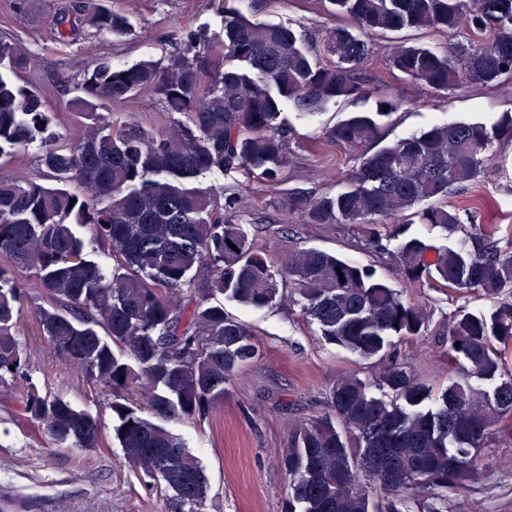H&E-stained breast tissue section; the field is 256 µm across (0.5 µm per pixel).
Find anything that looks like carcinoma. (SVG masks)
Returning a JSON list of instances; mask_svg holds the SVG:
<instances>
[{
	"mask_svg": "<svg viewBox=\"0 0 512 512\" xmlns=\"http://www.w3.org/2000/svg\"><path fill=\"white\" fill-rule=\"evenodd\" d=\"M329 2L336 23L324 39V61L294 29L228 7L222 35L186 34L183 51L164 69L99 60L76 105L120 104L150 92L188 120L156 134L112 112L77 141L59 145L48 134L41 97L0 74V157L40 134L46 149L39 165L63 182L48 188L0 175V385L27 372L15 333L27 293L3 282L16 269L33 270L47 302L36 312L40 331L58 358L112 395L107 404L125 460L164 479L175 493L170 512H206L208 485L198 458L164 423L203 416L224 402L236 372L259 357L248 325L224 315V305L208 303L213 295L264 308L288 287L328 340L383 362L382 382L395 394L387 402L354 374L336 377L332 415L300 423L282 452L288 481L282 512H399L400 495L463 488L475 477L491 428L512 419V380L490 395L470 382L494 379L512 356V303L498 301L512 288V237L499 224L462 223L460 210L444 201L475 181L486 163L506 161L498 144L512 140V111L489 123H434L377 150L380 124L352 116L325 131L328 141L357 155L344 188L321 197L297 191L284 204L291 224H351L372 247L381 246L377 226L398 228L413 217L458 236L451 247L406 238L391 253L410 288L477 291L497 302L488 320L467 312L448 323L446 355L464 363L466 373L438 387L394 354L390 337L418 336L425 324L423 308L404 291L316 249H299L278 264L235 223L237 197L190 187L199 173L237 166L277 184L292 139L280 119L285 109L311 114L331 100L375 92L376 51L367 33L487 32L481 41L438 49L397 43L386 60L436 92L512 79V0ZM53 23L73 38L85 26L118 33L126 19L101 3L90 9L65 3ZM226 55L246 70L223 69ZM90 243L110 247L126 273L111 276L86 259ZM193 270L195 283L188 281ZM425 400L433 407L420 408ZM25 410L52 442L98 447L97 420L69 402L32 395ZM374 492L383 498L371 510Z\"/></svg>",
	"mask_w": 512,
	"mask_h": 512,
	"instance_id": "obj_1",
	"label": "carcinoma"
}]
</instances>
